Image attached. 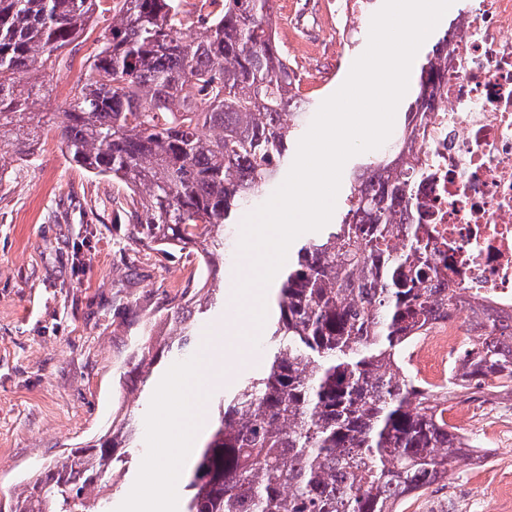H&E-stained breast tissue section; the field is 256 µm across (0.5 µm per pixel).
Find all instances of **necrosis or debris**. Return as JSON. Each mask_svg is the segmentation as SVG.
<instances>
[{"label":"necrosis or debris","mask_w":512,"mask_h":512,"mask_svg":"<svg viewBox=\"0 0 512 512\" xmlns=\"http://www.w3.org/2000/svg\"><path fill=\"white\" fill-rule=\"evenodd\" d=\"M414 153L431 171L415 185L410 223L435 257L453 258L461 296L449 319L412 339L417 376L441 390L473 306L512 313V0H471L449 31L448 66Z\"/></svg>","instance_id":"4bbe7bcc"}]
</instances>
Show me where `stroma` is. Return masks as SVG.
I'll return each instance as SVG.
<instances>
[{"mask_svg": "<svg viewBox=\"0 0 512 512\" xmlns=\"http://www.w3.org/2000/svg\"><path fill=\"white\" fill-rule=\"evenodd\" d=\"M373 9H366L350 45L339 48L338 75L320 76L324 50L288 37L278 41L299 73V95L317 111L344 83L367 48ZM112 15L95 13L94 41L77 40L65 54L69 70L45 77L49 90L37 109L63 111L80 84ZM31 162L0 159V492L19 491L26 479L64 450L104 433L115 416L145 417L156 381L119 386L118 376L134 341L160 308L186 286L194 250L163 258L134 241L130 224L116 221L127 189L111 177L71 163L53 135L34 143ZM232 233L216 262L214 285L225 301L201 316L196 336H213L240 310L229 270L248 266ZM258 361L249 368L224 363L223 385L208 388L201 408L207 421L219 413L220 395H233L261 374L270 357V330L262 328ZM512 417V392L487 396L476 420L456 422L469 438L493 448L476 469L455 464L447 481L407 498L399 512H512V449L499 450L512 434L493 422Z\"/></svg>", "mask_w": 512, "mask_h": 512, "instance_id": "1", "label": "stroma"}]
</instances>
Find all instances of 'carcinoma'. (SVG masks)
<instances>
[{"label":"carcinoma","mask_w":512,"mask_h":512,"mask_svg":"<svg viewBox=\"0 0 512 512\" xmlns=\"http://www.w3.org/2000/svg\"><path fill=\"white\" fill-rule=\"evenodd\" d=\"M99 2L0 0V155L26 157L37 130L57 133L71 162L127 188L117 214L139 244L192 248L210 272L226 226L281 175L306 119L271 0H223L190 40L176 29L181 0H113L83 86L64 111H35L30 74L81 37ZM447 45L445 34L427 55L392 145L354 168L337 223L288 264L269 365L224 399L185 512H396L472 447L448 425V398L488 379L512 390L511 323L475 331L441 399L402 364L410 338L456 305L452 265L432 264L416 226L402 244L388 229L427 174L409 153ZM218 303L208 279L187 285L167 309L177 339L136 347L123 378L188 351L195 318ZM135 431L128 414L112 421L9 495V512H102Z\"/></svg>","instance_id":"1"}]
</instances>
